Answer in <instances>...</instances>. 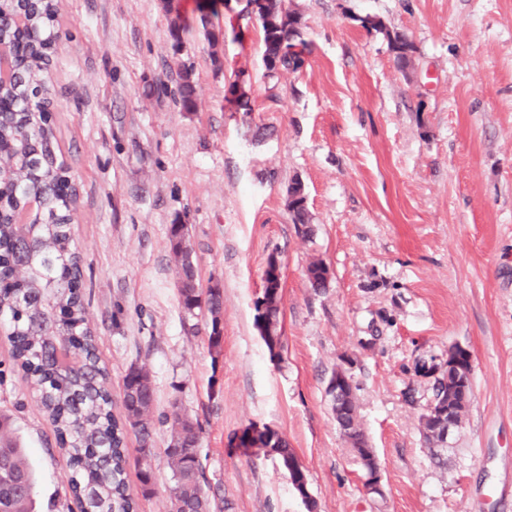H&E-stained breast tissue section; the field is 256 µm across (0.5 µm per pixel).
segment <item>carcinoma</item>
Instances as JSON below:
<instances>
[{"instance_id":"1","label":"carcinoma","mask_w":512,"mask_h":512,"mask_svg":"<svg viewBox=\"0 0 512 512\" xmlns=\"http://www.w3.org/2000/svg\"><path fill=\"white\" fill-rule=\"evenodd\" d=\"M255 20L260 26L262 60L269 77L302 67L308 44L295 13L282 0H257ZM22 16V29L29 35L19 46L18 30L0 31L4 45L5 79L0 82V280L11 284L0 288V316L9 319L14 357L32 378L45 414L56 428L59 442L70 456L74 469L72 491L81 512H136V503L127 493L130 454L124 433L132 431L139 444L136 463L141 494L154 493L155 476L150 464L153 455L155 422L170 425V441L163 453L171 470L169 512H224V500L211 496L199 459L200 429L177 406L160 417L154 416L155 396L149 373L129 368L123 380L122 419L112 413V398L106 370L100 366L96 336L87 324L86 307L72 292L80 274L71 224L72 197L60 190L69 179L60 158L53 128L47 124L45 108L52 101L49 71L58 39L54 22L58 0H34L20 9L16 0H0V12ZM363 27L379 30L402 66H407L414 45L407 35L387 29L382 22L366 17ZM192 73L180 76L179 102L183 109L196 106ZM288 210L292 221L310 232L311 217L303 186L295 181L288 187ZM26 217L31 241L17 231L15 220ZM186 225L172 231L170 249L179 265L178 293L184 312L208 316V337L213 361L222 352L223 292L204 291L197 282L192 248L185 237ZM282 287L263 292L258 301L255 326L270 355L282 348L280 309ZM83 336L78 351V375L45 370L46 339ZM344 439L365 441L353 405L333 406ZM260 448L272 447L280 469L295 485L307 475L288 441L279 431L254 440ZM365 475L378 472L374 453L355 448ZM35 481L23 449L8 435L0 434V512H31Z\"/></svg>"}]
</instances>
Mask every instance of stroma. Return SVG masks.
Wrapping results in <instances>:
<instances>
[{"label":"stroma","instance_id":"obj_1","mask_svg":"<svg viewBox=\"0 0 512 512\" xmlns=\"http://www.w3.org/2000/svg\"><path fill=\"white\" fill-rule=\"evenodd\" d=\"M175 2L177 39L164 0H61L58 13L50 124L77 186L71 232L114 411L128 369L148 371L157 413L176 404L201 425L224 512H512V0H283L309 52L274 77L241 0ZM366 16L409 36L406 68ZM185 69L191 112L178 102ZM296 181L310 236L288 211ZM175 224L188 227L201 287L224 294L217 360L210 325L179 303ZM273 256L277 359L254 325ZM314 260L326 290L307 281ZM457 345L473 356L472 400L433 453L421 368ZM12 351L0 319V416L27 452L36 512H68L72 466ZM340 367L377 494L325 393ZM255 424L287 437L314 510L274 457L232 445ZM169 439L157 426L153 495L127 470L139 512H168Z\"/></svg>","mask_w":512,"mask_h":512}]
</instances>
